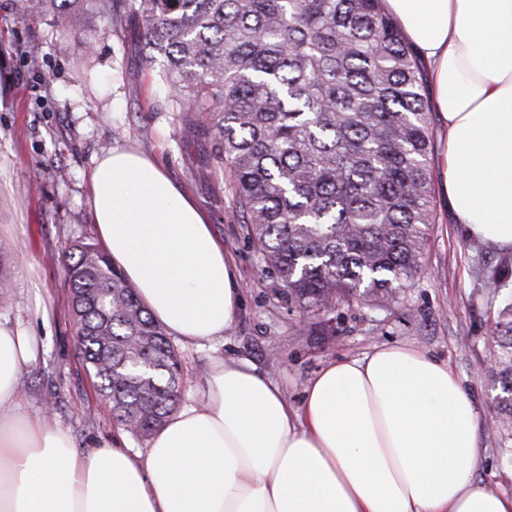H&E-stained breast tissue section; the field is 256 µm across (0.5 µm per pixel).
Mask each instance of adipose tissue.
<instances>
[{
	"label": "adipose tissue",
	"mask_w": 512,
	"mask_h": 512,
	"mask_svg": "<svg viewBox=\"0 0 512 512\" xmlns=\"http://www.w3.org/2000/svg\"><path fill=\"white\" fill-rule=\"evenodd\" d=\"M425 61L442 120V189L474 239L512 250V0H385ZM95 231L176 339H223L243 307L235 265L152 157L113 149L88 174ZM38 353L0 323V512H512L474 473L479 411L446 362L409 343L328 363L300 405L249 362L212 358L199 400L146 452L27 415Z\"/></svg>",
	"instance_id": "ef3b65f1"
}]
</instances>
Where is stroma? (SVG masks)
Instances as JSON below:
<instances>
[{
    "label": "stroma",
    "mask_w": 512,
    "mask_h": 512,
    "mask_svg": "<svg viewBox=\"0 0 512 512\" xmlns=\"http://www.w3.org/2000/svg\"><path fill=\"white\" fill-rule=\"evenodd\" d=\"M108 23L98 0H81L73 31L58 32L29 0H0V256L10 286L0 321L41 336L42 351L21 393L29 415L52 407V420L78 446L120 439L145 451L148 439L126 433L95 393L82 366L64 256L79 240H96L87 176L93 161L117 147L155 156L206 214L232 258L243 309L223 340L178 343L182 397L198 394L214 352L248 361L300 404L310 381L329 362L360 357L394 342L417 345L461 380L478 405L477 479L512 494V430L489 425L501 390L486 375L496 346L489 316L512 299L505 254L469 239L432 187L431 224L422 270L384 306H338L302 312L263 271L209 143L188 138L177 113L156 93L141 44L142 21L115 0ZM98 32L94 46L82 34Z\"/></svg>",
    "instance_id": "stroma-1"
}]
</instances>
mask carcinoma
Wrapping results in <instances>:
<instances>
[{"label": "carcinoma", "mask_w": 512, "mask_h": 512, "mask_svg": "<svg viewBox=\"0 0 512 512\" xmlns=\"http://www.w3.org/2000/svg\"><path fill=\"white\" fill-rule=\"evenodd\" d=\"M71 29L78 0H33ZM146 62L186 136L214 144L237 223L304 312L382 307L420 271L434 222L425 62L383 0H128ZM78 347L112 418L149 437L174 412L182 360L104 248L65 255ZM488 375L509 402L512 302Z\"/></svg>", "instance_id": "1"}]
</instances>
